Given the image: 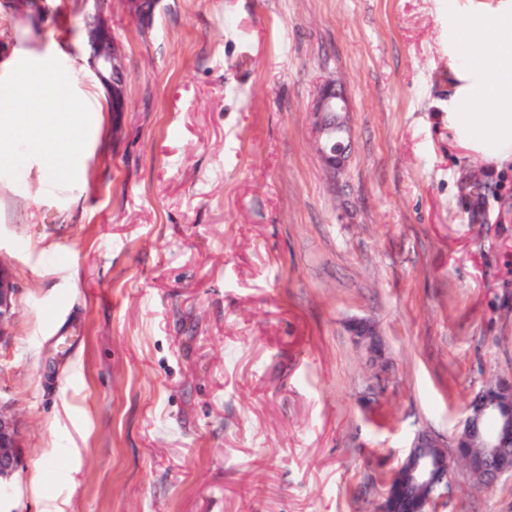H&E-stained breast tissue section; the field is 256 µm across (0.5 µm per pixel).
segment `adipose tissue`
I'll return each mask as SVG.
<instances>
[{
    "label": "adipose tissue",
    "mask_w": 512,
    "mask_h": 512,
    "mask_svg": "<svg viewBox=\"0 0 512 512\" xmlns=\"http://www.w3.org/2000/svg\"><path fill=\"white\" fill-rule=\"evenodd\" d=\"M448 58L455 78L448 126L481 160L512 159V0L492 12L453 8ZM0 101L13 110L0 118V154L15 165L29 152L43 155V176L58 191L69 171L79 170L84 136L102 104L97 93L69 91L57 70L34 57L0 83Z\"/></svg>",
    "instance_id": "adipose-tissue-1"
}]
</instances>
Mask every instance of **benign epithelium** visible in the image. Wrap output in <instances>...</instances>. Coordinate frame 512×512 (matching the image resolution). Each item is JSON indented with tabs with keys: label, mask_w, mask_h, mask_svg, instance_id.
Instances as JSON below:
<instances>
[{
	"label": "benign epithelium",
	"mask_w": 512,
	"mask_h": 512,
	"mask_svg": "<svg viewBox=\"0 0 512 512\" xmlns=\"http://www.w3.org/2000/svg\"><path fill=\"white\" fill-rule=\"evenodd\" d=\"M14 14L40 28L48 12L47 0H10ZM95 12L90 30V64L95 76L105 87L112 111L125 108V70L122 45L112 36L104 17V0H85ZM349 102L335 80L328 78L318 89L312 114L316 149L327 173L343 171L350 150L351 128L348 122ZM17 288L9 268L0 262V338L13 317ZM353 335L366 350L377 352L375 329L365 323L352 326ZM512 448V380L501 379L490 393L480 396L476 412L467 414L454 438L453 456L479 473L485 483L493 485L505 472L501 452ZM447 445L437 435L423 430L413 437L408 451L397 466L405 470L410 481L389 487L376 512H398L397 505L406 504L404 512H431L437 500L448 494ZM20 464V441L14 414L0 403V488L16 472Z\"/></svg>",
	"instance_id": "7a95c632"
}]
</instances>
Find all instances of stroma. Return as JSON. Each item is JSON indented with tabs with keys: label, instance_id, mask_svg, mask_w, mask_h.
Here are the masks:
<instances>
[{
	"label": "stroma",
	"instance_id": "1",
	"mask_svg": "<svg viewBox=\"0 0 512 512\" xmlns=\"http://www.w3.org/2000/svg\"><path fill=\"white\" fill-rule=\"evenodd\" d=\"M448 6L111 0L126 109L71 198L40 154L0 167L21 436L0 512H374L414 433L453 442L512 377V161L448 129ZM51 7L38 34L0 2V80L28 51L95 85L82 0ZM329 77L353 139L335 182L310 114ZM437 512H512V470L455 468Z\"/></svg>",
	"mask_w": 512,
	"mask_h": 512
}]
</instances>
